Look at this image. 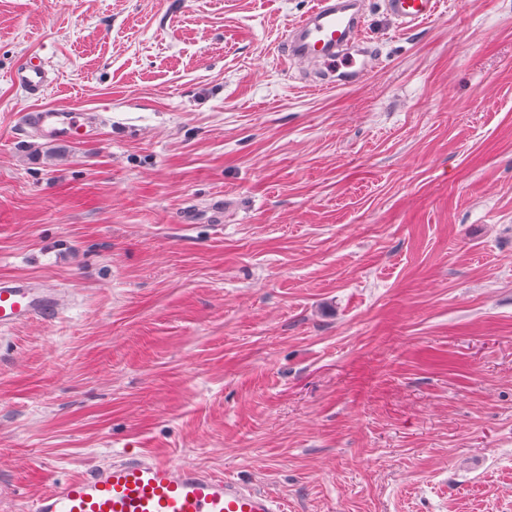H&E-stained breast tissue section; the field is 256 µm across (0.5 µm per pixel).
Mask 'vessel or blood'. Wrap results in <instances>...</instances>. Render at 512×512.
Listing matches in <instances>:
<instances>
[{"label": "vessel or blood", "instance_id": "1", "mask_svg": "<svg viewBox=\"0 0 512 512\" xmlns=\"http://www.w3.org/2000/svg\"><path fill=\"white\" fill-rule=\"evenodd\" d=\"M363 0H315L284 40V54L308 63L320 88L363 84L373 71L374 49L349 53L361 27ZM441 0H385L399 30L410 31L433 20ZM14 82L30 98H40L50 82L44 63L24 59ZM24 128L50 141L93 136L87 117L52 107H35L20 115ZM62 307L59 291L31 277L0 278V330L34 319L53 320ZM27 512H285L269 493L228 476L189 464L161 461L146 453H126L91 465L76 478L51 482L30 501Z\"/></svg>", "mask_w": 512, "mask_h": 512}]
</instances>
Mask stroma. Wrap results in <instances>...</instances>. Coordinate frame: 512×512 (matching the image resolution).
Returning <instances> with one entry per match:
<instances>
[{
  "label": "stroma",
  "instance_id": "35a3bbf8",
  "mask_svg": "<svg viewBox=\"0 0 512 512\" xmlns=\"http://www.w3.org/2000/svg\"><path fill=\"white\" fill-rule=\"evenodd\" d=\"M313 4L0 0V277L66 296L0 333V512L127 452L288 512H512V0H368L329 91L281 55ZM440 0H385L386 10L400 31H410L433 20L439 13ZM13 81L30 98L38 100L48 86L50 78L44 63L30 57L24 59L14 71ZM20 118L24 128L50 142L71 141L78 136L89 138L96 130L84 114L79 117L60 108L35 107L21 113Z\"/></svg>",
  "mask_w": 512,
  "mask_h": 512
}]
</instances>
